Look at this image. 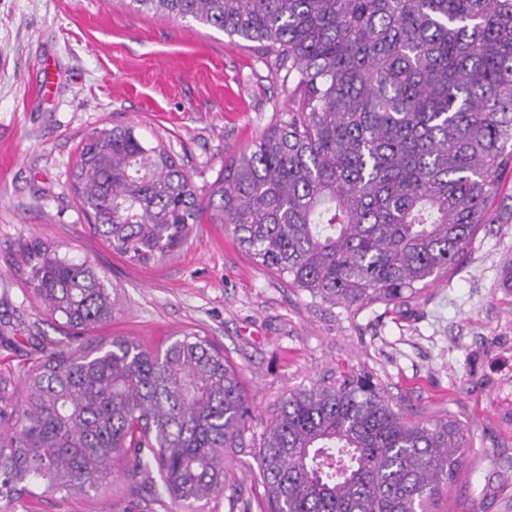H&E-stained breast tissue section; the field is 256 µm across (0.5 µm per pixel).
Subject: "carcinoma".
<instances>
[{
	"label": "carcinoma",
	"mask_w": 512,
	"mask_h": 512,
	"mask_svg": "<svg viewBox=\"0 0 512 512\" xmlns=\"http://www.w3.org/2000/svg\"><path fill=\"white\" fill-rule=\"evenodd\" d=\"M274 57L296 101L217 177L206 200L134 125L82 142L73 189L92 232L162 262L203 213L261 267L331 308L405 307L493 223L512 168V0H129ZM26 284L52 320L94 331L112 291L36 237ZM0 373V512L15 496L98 493L123 471L186 512L224 495V449L252 419L237 369L196 332L164 350L116 336L53 346ZM454 418L407 415L363 368L281 398L258 443L268 512H430L472 447Z\"/></svg>",
	"instance_id": "carcinoma-1"
}]
</instances>
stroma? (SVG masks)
Listing matches in <instances>:
<instances>
[{
  "label": "stroma",
  "instance_id": "stroma-1",
  "mask_svg": "<svg viewBox=\"0 0 512 512\" xmlns=\"http://www.w3.org/2000/svg\"><path fill=\"white\" fill-rule=\"evenodd\" d=\"M293 87L239 38L126 0H0V371H20L64 330L25 285L23 242L49 239L93 265L118 302L104 337L156 349L195 331L237 366L252 406L245 445L226 452L213 512H264L256 444L280 398L349 366L377 372L408 413L453 415L473 437L438 512H512V175L465 262L410 306L355 315L315 303L258 266L230 226L199 224L147 266L94 236L71 186L85 136L137 125L176 153L198 197L288 111ZM116 474L96 498H17L13 512H164Z\"/></svg>",
  "mask_w": 512,
  "mask_h": 512
}]
</instances>
